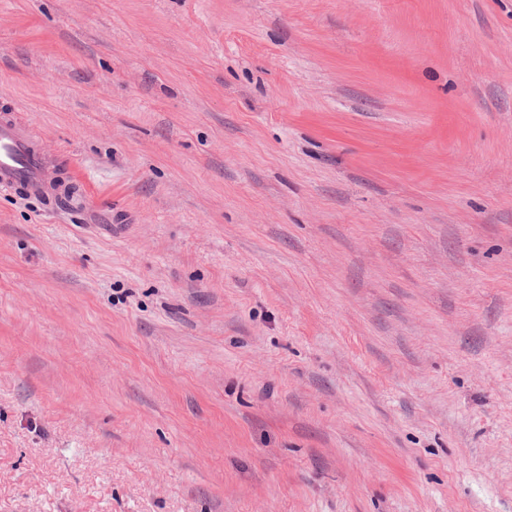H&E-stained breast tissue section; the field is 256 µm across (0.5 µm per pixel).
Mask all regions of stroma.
Segmentation results:
<instances>
[{
    "instance_id": "stroma-1",
    "label": "stroma",
    "mask_w": 512,
    "mask_h": 512,
    "mask_svg": "<svg viewBox=\"0 0 512 512\" xmlns=\"http://www.w3.org/2000/svg\"><path fill=\"white\" fill-rule=\"evenodd\" d=\"M0 512H512V0H0ZM51 160L35 145L30 131L16 121L0 123V185H23L29 194L54 190Z\"/></svg>"
}]
</instances>
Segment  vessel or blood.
Instances as JSON below:
<instances>
[{
    "label": "vessel or blood",
    "instance_id": "vessel-or-blood-1",
    "mask_svg": "<svg viewBox=\"0 0 512 512\" xmlns=\"http://www.w3.org/2000/svg\"><path fill=\"white\" fill-rule=\"evenodd\" d=\"M53 164L36 146L30 131L16 121L0 123V185H23L29 194L45 196L54 189Z\"/></svg>",
    "mask_w": 512,
    "mask_h": 512
}]
</instances>
